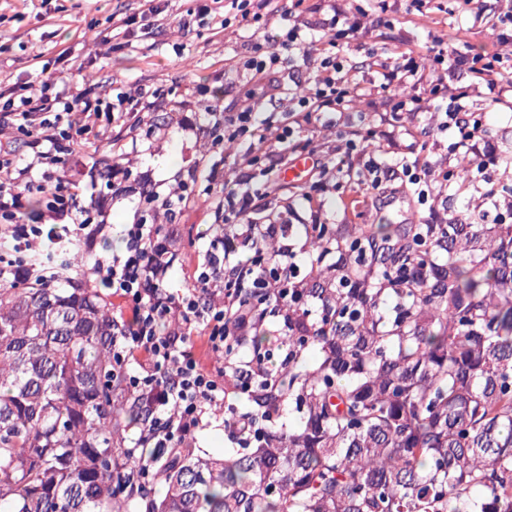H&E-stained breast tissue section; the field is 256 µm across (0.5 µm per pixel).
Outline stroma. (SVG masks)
Returning <instances> with one entry per match:
<instances>
[{
  "label": "stroma",
  "mask_w": 512,
  "mask_h": 512,
  "mask_svg": "<svg viewBox=\"0 0 512 512\" xmlns=\"http://www.w3.org/2000/svg\"><path fill=\"white\" fill-rule=\"evenodd\" d=\"M447 6V23L435 26L420 14L397 13L399 28L378 38H366L365 50L387 58L396 52L399 35L416 39L429 32L447 33L452 26H469L470 17L460 10L457 0H448ZM137 7L138 0H0V88L25 82L35 85L48 73L74 84L86 83L94 95L106 99L136 86L169 89L183 95L181 105L165 102L154 107L151 117L156 130L151 139L134 141L127 125L112 124L101 127L88 149L94 158L106 156L121 163L132 178L150 172L154 181L164 182L171 190L176 186V171L200 162L220 169L225 154L242 153V146L237 144L225 154L212 149L203 112L207 99L197 94L187 97L183 91L202 81L211 88L222 87V108H231L242 99L250 86L247 75L229 71L228 66L245 54L253 30L236 25L223 28L221 16L211 15L204 26L182 30L171 24L138 37L130 45L109 39L113 14H130ZM365 50L355 51L356 60H363ZM464 103L484 109L489 139L499 148H512L511 108L489 104L475 89L470 90ZM195 189L198 205L183 211L177 219L185 267L172 276L175 288L183 286L186 270L193 268L199 250L207 246L197 233L211 227L214 216L209 203L221 185L202 176ZM136 203L132 197L113 205L106 241L92 248L77 245L58 257L56 287L93 283L91 266L95 257L120 248L121 227L132 223ZM326 209L340 224H372L380 217L394 224H416L428 213L427 207L417 206L401 195L371 212L344 216L338 198L332 194Z\"/></svg>",
  "instance_id": "obj_1"
}]
</instances>
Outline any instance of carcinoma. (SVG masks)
<instances>
[{
  "label": "carcinoma",
  "instance_id": "obj_1",
  "mask_svg": "<svg viewBox=\"0 0 512 512\" xmlns=\"http://www.w3.org/2000/svg\"><path fill=\"white\" fill-rule=\"evenodd\" d=\"M490 182L448 181L469 223L327 224L308 305L282 304L288 360L252 377L258 422L222 456L149 448L112 375L95 288L0 285V512H512V151ZM297 422L267 421L275 404Z\"/></svg>",
  "mask_w": 512,
  "mask_h": 512
}]
</instances>
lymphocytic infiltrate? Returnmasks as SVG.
Instances as JSON below:
<instances>
[{
	"label": "lymphocytic infiltrate",
	"instance_id": "f902f5d3",
	"mask_svg": "<svg viewBox=\"0 0 512 512\" xmlns=\"http://www.w3.org/2000/svg\"><path fill=\"white\" fill-rule=\"evenodd\" d=\"M378 11L356 0H224V24L281 15L275 31L258 28L247 56L238 67L249 73L252 92L235 111L205 107L218 142L248 143L247 154L233 159V178L225 180L211 204L215 223L225 228L219 244L198 258L189 280L174 289L170 281L183 256L175 227L133 221L126 225L123 247L111 257L96 258L93 273L111 289L118 304L112 309L114 374L129 389L147 393L153 403L149 425L135 432L136 444L179 448L191 443L202 426L206 402L225 399L228 391L249 388L243 378L226 376V359L245 361L248 368L268 366L271 359L246 342L258 322L275 316L279 304L305 288L295 262L299 231L282 217V204L299 206L309 223L326 224L329 191L344 195L339 174L357 171L371 200L416 192L429 197L438 183L437 165L428 159L431 131H448L450 154L482 151L493 156L482 111L465 110L470 88L483 87L492 103L503 104L512 93V62L495 46L477 45L467 30L453 41L428 34L423 45L402 39L395 56L353 59L351 44L379 30L388 0ZM473 27L493 24L497 44L512 42V0H462ZM288 67L291 87L275 85V71ZM377 96L376 116L354 111L356 100ZM161 90L139 89L115 101L90 97L59 87L57 79L40 83L38 96L16 88L0 91V123H11L30 137L31 154L20 158L0 147V231L14 243L15 258L0 260V284L50 285L58 276L50 258L34 242L57 244L64 237L90 245L109 225L111 204L138 197L156 209L176 212L194 205L196 171L177 176L169 193L151 189L141 176L142 191L130 185L129 174L113 165L105 188L85 192L80 178L51 192L44 208L29 213L26 194L34 175L56 181L54 165L78 156L98 123H123L162 99ZM431 114L432 124L408 129L401 165L381 161L385 127ZM336 126V143L317 142L318 128ZM310 159L308 186L284 197L280 172L298 158ZM220 289L224 302L209 304L205 295ZM202 339L217 362L205 365L192 349Z\"/></svg>",
	"mask_w": 512,
	"mask_h": 512
}]
</instances>
